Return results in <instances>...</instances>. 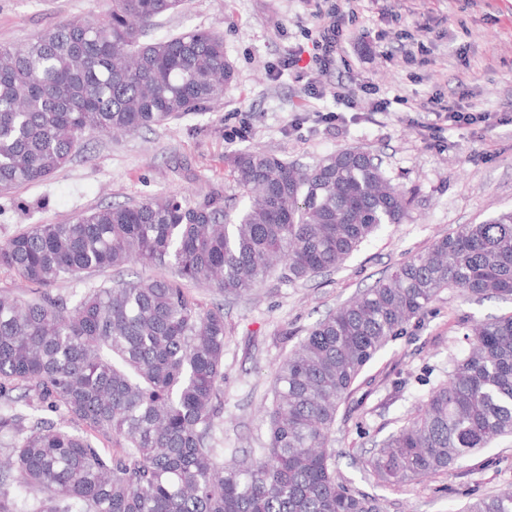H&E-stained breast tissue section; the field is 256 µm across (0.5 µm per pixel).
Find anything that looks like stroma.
Masks as SVG:
<instances>
[{
  "mask_svg": "<svg viewBox=\"0 0 512 512\" xmlns=\"http://www.w3.org/2000/svg\"><path fill=\"white\" fill-rule=\"evenodd\" d=\"M336 0H188L160 18L154 39L194 28L224 37L235 78L223 100L130 136L90 137L46 180L0 193V241L35 224L78 218L112 203L178 193L193 199L221 186L233 195L224 154L261 145L312 165L360 146L378 155L392 183L413 197L409 215L362 243L337 270L308 281L272 274L251 294L227 297L194 285L204 306L224 307V394L215 441L225 457L265 446L264 409L275 368L327 313L352 300L442 235L512 208V0H364L345 21L357 38L307 94L281 62L289 48L311 47L315 12ZM110 0H0V46L21 47L76 16H97ZM413 57H406L407 46ZM365 85L358 118L331 127L336 83ZM389 109L371 113L374 100ZM458 102L500 115L487 128L429 132L434 103ZM245 128L244 137L229 133ZM512 314V300H468L446 290L364 368L341 403L330 450L348 488L379 498L384 512H458L469 499L512 484V437L460 460L447 473L402 486L378 481L365 462L419 399L447 380L468 344L471 321Z\"/></svg>",
  "mask_w": 512,
  "mask_h": 512,
  "instance_id": "35a3bbf8",
  "label": "stroma"
}]
</instances>
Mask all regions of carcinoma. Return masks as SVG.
<instances>
[{
  "instance_id": "obj_1",
  "label": "carcinoma",
  "mask_w": 512,
  "mask_h": 512,
  "mask_svg": "<svg viewBox=\"0 0 512 512\" xmlns=\"http://www.w3.org/2000/svg\"><path fill=\"white\" fill-rule=\"evenodd\" d=\"M186 0H112L21 48L0 46V192L43 181L86 135L161 126L223 100L234 79L224 37L194 29L149 40ZM241 207L224 190L104 206L36 224L0 243V270L33 287L0 295V512H384L338 480L328 448L339 405L364 367L445 289L512 297V210L463 224L318 321L277 365L265 447L218 461L226 296L278 266L290 282L338 269L369 236L406 217L408 192L379 159L344 148L301 167L270 151L224 157ZM135 264L171 277L91 288L73 306L48 287ZM448 379L368 460L400 486L512 436V314L477 324ZM22 391L14 397L12 392ZM112 441L113 448L99 443ZM461 512H512V486Z\"/></svg>"
}]
</instances>
